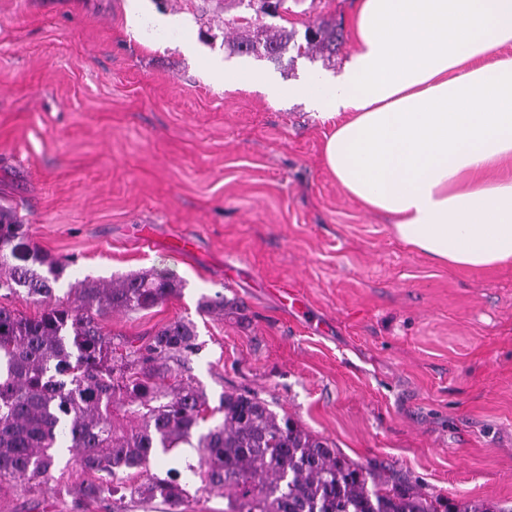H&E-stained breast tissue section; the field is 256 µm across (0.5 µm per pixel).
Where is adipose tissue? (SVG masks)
<instances>
[{
  "mask_svg": "<svg viewBox=\"0 0 512 512\" xmlns=\"http://www.w3.org/2000/svg\"><path fill=\"white\" fill-rule=\"evenodd\" d=\"M337 80L282 85L213 68L223 86L305 97L334 121L324 164L398 241L454 267L512 262V0H358Z\"/></svg>",
  "mask_w": 512,
  "mask_h": 512,
  "instance_id": "obj_1",
  "label": "adipose tissue"
}]
</instances>
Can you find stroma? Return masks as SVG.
Wrapping results in <instances>:
<instances>
[{
	"label": "stroma",
	"mask_w": 512,
	"mask_h": 512,
	"mask_svg": "<svg viewBox=\"0 0 512 512\" xmlns=\"http://www.w3.org/2000/svg\"><path fill=\"white\" fill-rule=\"evenodd\" d=\"M355 2L300 0L259 22L301 36L348 23ZM127 6L0 0V206L65 264L57 295L87 277L171 273L181 295L106 313L103 329L132 340L192 320L187 374L210 406L257 394L363 470L512 512V263L451 268L401 244L328 172L331 125L304 100L205 72L219 57L281 84L333 77L352 32L332 60L273 64L225 49L231 0H143L134 38ZM159 14L186 23L160 28ZM185 233L197 249L178 260L169 247ZM218 292L231 309L200 313ZM90 479L60 461L46 482L0 486V512H112L72 498Z\"/></svg>",
	"instance_id": "35a3bbf8"
}]
</instances>
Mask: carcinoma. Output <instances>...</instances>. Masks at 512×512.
I'll return each instance as SVG.
<instances>
[{"label":"carcinoma","mask_w":512,"mask_h":512,"mask_svg":"<svg viewBox=\"0 0 512 512\" xmlns=\"http://www.w3.org/2000/svg\"><path fill=\"white\" fill-rule=\"evenodd\" d=\"M344 40L336 26L319 23L304 42L284 28L257 34L244 29L227 44L248 55L260 46L278 60L290 48L299 56H334ZM66 266L30 242L25 225L0 208V290L41 306L34 317L0 304V486H23L51 477L66 450L82 470L107 480L72 489L80 502L109 499L114 512L130 504L165 512H200L205 494H222L224 512H441L448 508L399 480H383L346 461L329 445L280 417L256 394L226 393L212 410L205 392L183 376L198 348L196 326L173 320L115 355L99 317L107 311L149 310L180 294L165 273H132L55 288ZM181 444L198 451L197 464L162 478L128 482L129 470L146 472L159 454Z\"/></svg>","instance_id":"cac0c4a2"}]
</instances>
